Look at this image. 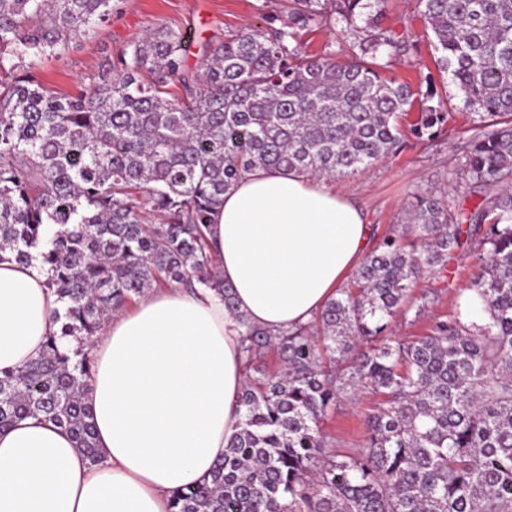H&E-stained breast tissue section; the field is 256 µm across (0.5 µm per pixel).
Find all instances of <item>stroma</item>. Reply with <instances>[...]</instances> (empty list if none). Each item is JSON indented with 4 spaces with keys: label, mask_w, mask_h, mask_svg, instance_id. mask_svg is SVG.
<instances>
[{
    "label": "stroma",
    "mask_w": 512,
    "mask_h": 512,
    "mask_svg": "<svg viewBox=\"0 0 512 512\" xmlns=\"http://www.w3.org/2000/svg\"><path fill=\"white\" fill-rule=\"evenodd\" d=\"M282 9L283 0H121L118 11L90 38L76 40L62 54L36 60L31 71L50 89L74 94L92 85L103 51L122 50L154 25L177 26L192 30L197 39L221 41L241 28L261 26L263 16L279 14ZM377 23L402 34L414 45L393 66L392 76L414 84L433 79L440 92L446 93L452 111L447 128L433 141L409 142L401 153L355 175L331 181L336 193L350 198L366 212L376 238L381 239L395 234L414 193L441 188L447 190L456 208H473L476 196L471 184L458 174L457 165L475 116L469 113L464 95L450 74L436 65V52L424 33L416 0H386ZM353 42L349 30L319 28L305 36L303 47L307 55L332 52L342 61L351 55ZM477 248V240H469L449 259L445 270L422 277L415 291L433 292L434 301L420 313L395 318L389 336L414 340L428 334L435 321L455 313L469 294ZM381 401V396L367 390L342 398L323 423L332 448L347 451L362 447L365 419Z\"/></svg>",
    "instance_id": "obj_1"
}]
</instances>
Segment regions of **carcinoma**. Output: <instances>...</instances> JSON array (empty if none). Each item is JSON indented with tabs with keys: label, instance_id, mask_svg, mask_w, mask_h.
<instances>
[{
	"label": "carcinoma",
	"instance_id": "cac0c4a2",
	"mask_svg": "<svg viewBox=\"0 0 512 512\" xmlns=\"http://www.w3.org/2000/svg\"><path fill=\"white\" fill-rule=\"evenodd\" d=\"M383 4L285 0L286 18L222 42L152 26L104 53L91 87L62 95L31 66L88 36L117 3L0 0V71L10 75L0 81V259L48 266L64 304L42 354L0 372V432L41 415L98 464L86 349L109 314L153 289L199 285L243 328L247 379L239 432L211 479L174 495L170 512H512V0H417L437 65L483 109L462 151L473 209L452 208L445 191L415 194L407 224L339 296L277 335L236 311L210 251L224 194L253 170L350 176L447 124L435 84L387 76L414 48L389 28L366 23L344 61L303 53L304 34L354 28ZM477 232L466 309L488 321L450 315L415 340L388 339L393 318L431 302L413 295L421 276ZM68 336L73 351L61 347ZM359 390L385 396L365 445L327 450L323 421Z\"/></svg>",
	"mask_w": 512,
	"mask_h": 512
}]
</instances>
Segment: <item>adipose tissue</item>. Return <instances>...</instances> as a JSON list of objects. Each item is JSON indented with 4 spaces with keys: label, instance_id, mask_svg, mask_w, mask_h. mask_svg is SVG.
<instances>
[{
    "label": "adipose tissue",
    "instance_id": "ef3b65f1",
    "mask_svg": "<svg viewBox=\"0 0 512 512\" xmlns=\"http://www.w3.org/2000/svg\"><path fill=\"white\" fill-rule=\"evenodd\" d=\"M209 240L235 313L212 289L162 288L113 315L87 398L100 463L60 426L22 419L0 434V512H169L238 430L237 315L273 334L307 324L371 251L372 226L326 180L258 169L225 194ZM61 308L40 264L0 260V371L42 352Z\"/></svg>",
    "mask_w": 512,
    "mask_h": 512
}]
</instances>
